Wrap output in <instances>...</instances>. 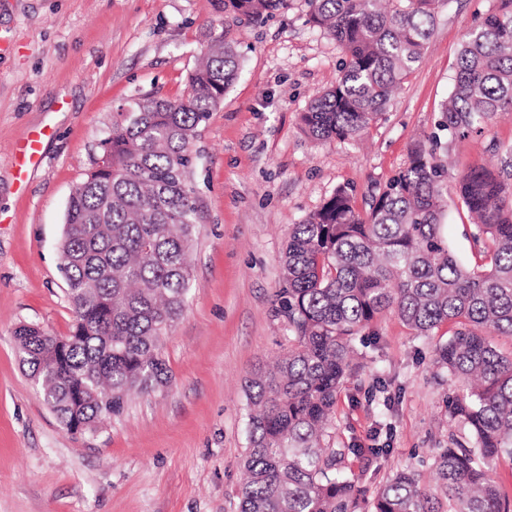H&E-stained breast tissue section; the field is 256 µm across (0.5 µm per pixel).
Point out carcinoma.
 <instances>
[{
	"instance_id": "1",
	"label": "carcinoma",
	"mask_w": 512,
	"mask_h": 512,
	"mask_svg": "<svg viewBox=\"0 0 512 512\" xmlns=\"http://www.w3.org/2000/svg\"><path fill=\"white\" fill-rule=\"evenodd\" d=\"M443 0H308L307 22L343 53L335 84L300 115L318 141L359 137L386 111L394 89L424 59ZM290 0H215L224 34L206 45L173 99L142 95L118 109L112 132L70 196L59 270L74 314L70 335L15 328L19 362L63 428L96 432L132 391L170 381L161 341L182 315L192 276L187 257L199 210L190 181L200 125L241 73L233 28L262 24ZM512 111V0H495L465 36L438 127L452 135ZM447 169L436 136L415 142L405 168L356 208L339 186L292 225L279 312L294 345L245 383L247 446L240 512H512L493 478L512 464V182L472 168L455 183L473 219L475 262L464 264L440 232ZM415 336L442 325L434 367L452 387L448 413L470 445L449 437L432 452L435 485L414 469L370 489L345 460L360 448L327 441L336 399L362 353L356 337L385 311Z\"/></svg>"
}]
</instances>
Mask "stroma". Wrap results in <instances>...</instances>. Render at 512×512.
I'll return each mask as SVG.
<instances>
[{
    "label": "stroma",
    "mask_w": 512,
    "mask_h": 512,
    "mask_svg": "<svg viewBox=\"0 0 512 512\" xmlns=\"http://www.w3.org/2000/svg\"><path fill=\"white\" fill-rule=\"evenodd\" d=\"M494 0H446L426 56L382 118L357 141L318 143L299 124L311 97L339 73L336 43L307 22V0L232 35L243 70L199 128L192 172L200 219L188 304L164 336L170 384L131 397L93 434L68 432L42 402L17 356L14 329L68 335L73 313L57 241L116 109L131 98L183 94L211 35L213 0H0V512H240L248 407L244 381L288 351L274 311L291 225L336 187L356 206L406 166L415 139L435 132L460 44ZM42 136V162L19 179L13 148ZM449 177L512 162V112L482 129L442 137ZM442 233L460 260L474 245L465 209L447 198ZM436 337L416 336L393 313L361 341L363 366L340 392L334 447L376 439L385 458L349 456L371 486L422 459L463 428L450 420L447 383L435 375ZM387 382L391 409L378 407Z\"/></svg>",
    "instance_id": "1"
}]
</instances>
